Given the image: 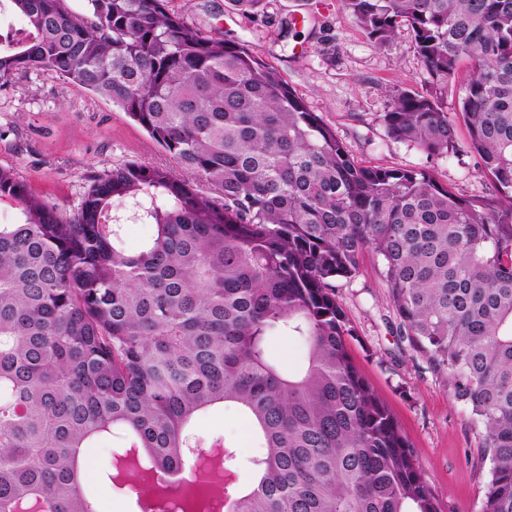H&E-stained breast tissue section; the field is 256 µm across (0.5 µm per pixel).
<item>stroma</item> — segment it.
<instances>
[{"mask_svg":"<svg viewBox=\"0 0 512 512\" xmlns=\"http://www.w3.org/2000/svg\"><path fill=\"white\" fill-rule=\"evenodd\" d=\"M168 7L277 68L355 158L426 168L465 197L492 191L473 154L429 157L388 137L383 116L395 97L429 88L409 31L377 45L342 0H264L255 14L235 0H168ZM129 162L168 165L172 159L123 110L43 70L16 75L0 88V167L13 169L61 213L77 210L90 177ZM337 285L336 299L356 329L349 354L391 410L444 512H480L490 465L480 455L479 430L452 398L446 377L401 332L377 260L365 256L360 272ZM193 432L229 446L240 481L248 482L246 463L262 449L233 409L200 418ZM112 448L105 439L88 449V479L108 512H135L126 495L99 482Z\"/></svg>","mask_w":512,"mask_h":512,"instance_id":"1","label":"stroma"}]
</instances>
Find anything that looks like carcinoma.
<instances>
[{
	"label": "carcinoma",
	"mask_w": 512,
	"mask_h": 512,
	"mask_svg": "<svg viewBox=\"0 0 512 512\" xmlns=\"http://www.w3.org/2000/svg\"><path fill=\"white\" fill-rule=\"evenodd\" d=\"M87 2L89 18L0 0V83L42 65L122 108L175 166L95 176L71 216L0 167L15 212L0 224V512H98L81 461L102 436L121 445L109 486L140 509L150 489L163 512H443L350 358L336 280L367 252L481 429V512H512V0H343L378 45L412 31L430 89L394 99L388 135L455 154L463 122L495 188L479 197L355 160L277 69L167 0ZM130 224L152 228L135 248ZM275 336L305 343L299 370ZM220 406L264 448L246 484L192 435ZM470 68L463 65L455 77L448 83V90L444 94V103L448 111L457 112L459 100L462 96V89L469 79Z\"/></svg>",
	"instance_id": "1"
}]
</instances>
